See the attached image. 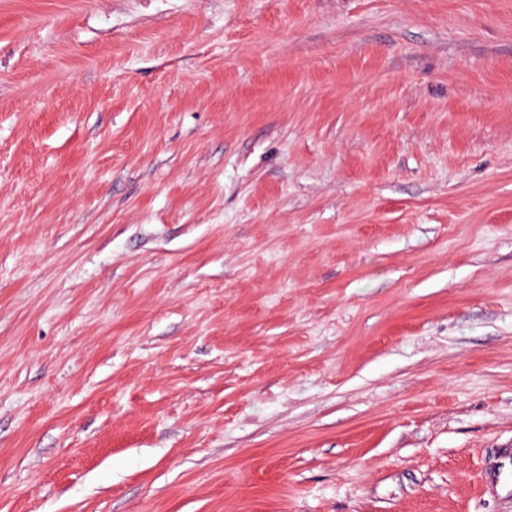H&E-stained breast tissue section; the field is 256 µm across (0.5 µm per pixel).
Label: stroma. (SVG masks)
I'll list each match as a JSON object with an SVG mask.
<instances>
[{
    "label": "stroma",
    "instance_id": "obj_1",
    "mask_svg": "<svg viewBox=\"0 0 512 512\" xmlns=\"http://www.w3.org/2000/svg\"><path fill=\"white\" fill-rule=\"evenodd\" d=\"M512 0H0V512H512Z\"/></svg>",
    "mask_w": 512,
    "mask_h": 512
}]
</instances>
